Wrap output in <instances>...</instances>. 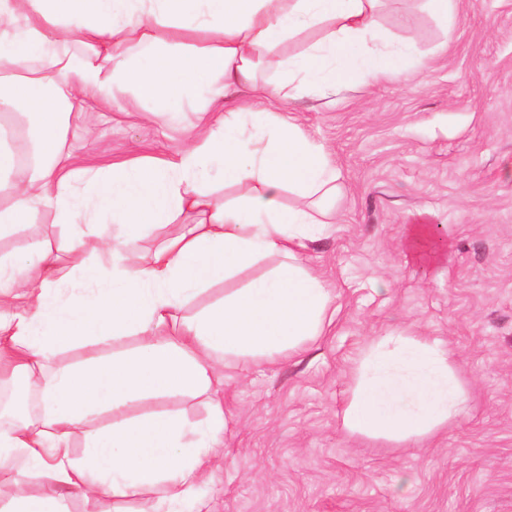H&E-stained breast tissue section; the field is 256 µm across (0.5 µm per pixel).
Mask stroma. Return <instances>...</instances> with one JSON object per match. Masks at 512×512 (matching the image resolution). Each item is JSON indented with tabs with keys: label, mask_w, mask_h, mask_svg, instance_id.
Segmentation results:
<instances>
[{
	"label": "stroma",
	"mask_w": 512,
	"mask_h": 512,
	"mask_svg": "<svg viewBox=\"0 0 512 512\" xmlns=\"http://www.w3.org/2000/svg\"><path fill=\"white\" fill-rule=\"evenodd\" d=\"M380 24L391 47L414 43L422 71L356 78L288 106L340 175L331 231L304 258L336 315L302 356L224 367L228 423L210 512H512V0H453L444 21L427 0H384ZM113 96L96 136L74 142L76 167L168 159L195 134L193 107L174 120L132 88ZM412 224L442 237L439 262L406 255ZM75 232L44 210L0 240V254L50 243L69 289ZM276 263L208 287L183 314ZM392 330L445 342L469 397L464 416L405 445L340 426L350 372Z\"/></svg>",
	"instance_id": "35a3bbf8"
}]
</instances>
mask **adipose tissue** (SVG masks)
<instances>
[{
	"label": "adipose tissue",
	"instance_id": "obj_1",
	"mask_svg": "<svg viewBox=\"0 0 512 512\" xmlns=\"http://www.w3.org/2000/svg\"><path fill=\"white\" fill-rule=\"evenodd\" d=\"M381 0H0V111L37 116L27 130L42 156L29 177L14 180L18 158L0 140V239L40 211L76 225L72 262L84 284L60 296L57 258L41 242L0 255V378L23 374L39 396L32 416L0 425V512H67L69 498L101 496L124 502L160 488L161 512L214 480L226 423L213 403L205 425L172 413L127 418L133 405L162 396L202 397L221 381L223 364L247 366L304 351L332 321L333 296L299 261L308 241L329 223L309 200L336 195L338 174L323 147L304 134L284 101L311 91L333 94L352 77L409 76L418 62L412 45L380 48ZM206 27L207 51L178 55L154 36L172 20ZM321 28L303 54L279 60L280 77L256 73L287 37ZM78 36V59L60 46ZM133 86L159 112H180L198 90L217 115L204 118L176 157L133 159L108 170L76 169L65 150L64 110L81 109V136L91 132L85 99L112 106V89ZM248 89L272 132L247 133L240 109L221 103ZM241 186L239 199L220 202L203 186L206 166ZM294 206L282 203L284 191ZM196 223L136 257L141 236L176 223ZM109 213L111 223L98 220ZM102 254L91 265L85 247ZM276 256L279 264L192 316L176 313L205 286ZM137 337L128 353L105 357L102 344ZM78 343L83 358L63 369L52 362ZM467 392L447 347L419 336L376 337L350 374L341 424L351 435L397 444L434 435L458 417ZM111 414L110 427L85 433L74 455V430ZM45 490L24 492L27 474Z\"/></svg>",
	"mask_w": 512,
	"mask_h": 512
}]
</instances>
